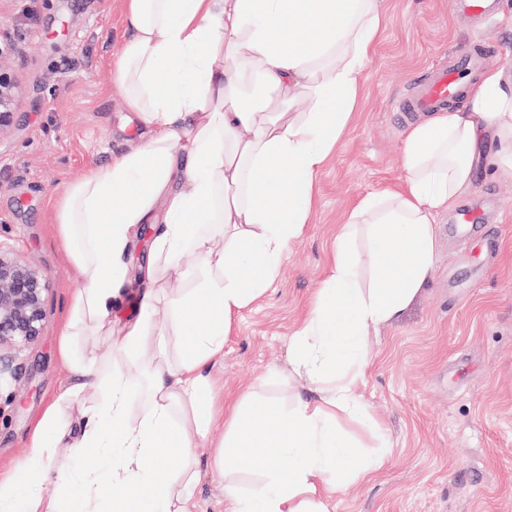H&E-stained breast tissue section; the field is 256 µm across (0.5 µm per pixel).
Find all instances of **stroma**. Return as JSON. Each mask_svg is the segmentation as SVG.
I'll return each instance as SVG.
<instances>
[{
  "label": "stroma",
  "instance_id": "obj_1",
  "mask_svg": "<svg viewBox=\"0 0 512 512\" xmlns=\"http://www.w3.org/2000/svg\"><path fill=\"white\" fill-rule=\"evenodd\" d=\"M388 26L365 68L360 114L317 175V203L280 277L244 309L211 371L219 404L251 389L256 403L287 407L304 391L289 338L320 287L338 227L363 195L397 183L407 113L399 105L475 35L456 0H387ZM18 47L23 89L17 123L0 139V246L48 278L40 341L13 358L0 381V469L24 455L33 421L72 382L59 330L81 280L54 233L62 189L87 168L139 140L113 79L128 37L121 0H0ZM478 215L476 241L452 230L457 211ZM435 261L401 320L369 346L364 398L375 427L352 426L372 445L382 428L388 465L351 486L334 512H512V175L479 163L470 188L435 226ZM197 512H224L223 478L206 458L193 465Z\"/></svg>",
  "mask_w": 512,
  "mask_h": 512
}]
</instances>
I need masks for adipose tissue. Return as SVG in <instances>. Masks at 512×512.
I'll use <instances>...</instances> for the list:
<instances>
[{
	"label": "adipose tissue",
	"instance_id": "adipose-tissue-1",
	"mask_svg": "<svg viewBox=\"0 0 512 512\" xmlns=\"http://www.w3.org/2000/svg\"><path fill=\"white\" fill-rule=\"evenodd\" d=\"M122 2L129 36L113 77L146 135L60 195L58 234L85 283L60 339L76 382L0 477V512H193L190 465L217 424L224 439L215 470L259 475L245 491L225 483V512H334L337 495L372 480L391 456L382 436L350 461L343 429L370 421L362 388L372 332L399 321L425 288L434 224L472 185L477 149L512 168L499 155L512 146V69L482 72L462 106L411 123L403 181L347 213L323 285L290 339L310 396L270 409L245 393L220 416L211 369L236 317L278 279L309 221L316 176L355 117L387 13L383 0ZM146 227L150 258L138 265ZM163 276L189 285L160 295ZM132 299L139 314L116 346L137 375L77 353L81 324L111 332L114 313ZM171 336L182 339L174 357ZM88 387L96 400L67 433L60 405ZM64 439L75 463L54 478L53 450ZM91 452L97 467L82 469Z\"/></svg>",
	"mask_w": 512,
	"mask_h": 512
}]
</instances>
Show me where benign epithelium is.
<instances>
[{"instance_id":"obj_1","label":"benign epithelium","mask_w":512,"mask_h":512,"mask_svg":"<svg viewBox=\"0 0 512 512\" xmlns=\"http://www.w3.org/2000/svg\"><path fill=\"white\" fill-rule=\"evenodd\" d=\"M13 53L14 42L0 22V137L13 130L21 98L11 69ZM47 291V278L40 269L0 248V376L7 372L1 364L42 336Z\"/></svg>"}]
</instances>
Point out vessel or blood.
Returning <instances> with one entry per match:
<instances>
[{"label": "vessel or blood", "mask_w": 512, "mask_h": 512, "mask_svg": "<svg viewBox=\"0 0 512 512\" xmlns=\"http://www.w3.org/2000/svg\"><path fill=\"white\" fill-rule=\"evenodd\" d=\"M501 0H456L462 13L496 23ZM485 35H476L470 47L453 50V62L432 69L404 106L408 112H436L447 109L464 97L465 78L485 60Z\"/></svg>", "instance_id": "1"}]
</instances>
